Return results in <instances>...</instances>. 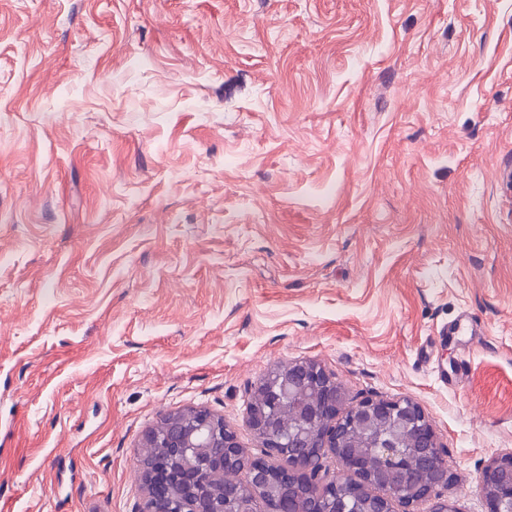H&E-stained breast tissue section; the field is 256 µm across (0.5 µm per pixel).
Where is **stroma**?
Instances as JSON below:
<instances>
[{
	"label": "stroma",
	"instance_id": "35a3bbf8",
	"mask_svg": "<svg viewBox=\"0 0 512 512\" xmlns=\"http://www.w3.org/2000/svg\"><path fill=\"white\" fill-rule=\"evenodd\" d=\"M512 448V0H0V512H140L274 368Z\"/></svg>",
	"mask_w": 512,
	"mask_h": 512
}]
</instances>
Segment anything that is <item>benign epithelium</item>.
<instances>
[{"label": "benign epithelium", "instance_id": "1", "mask_svg": "<svg viewBox=\"0 0 512 512\" xmlns=\"http://www.w3.org/2000/svg\"><path fill=\"white\" fill-rule=\"evenodd\" d=\"M305 387L311 393L302 397L300 415L308 422L309 447L322 460L338 462L339 468L329 480L313 473L312 458L292 451L290 432L269 435L273 419L253 406L248 424L265 441L264 447L281 456L284 465L271 468L264 461L250 459L243 465L226 461L239 457L236 435L224 419L196 408L176 410L165 416L162 429L152 428L144 436L142 447L165 448L176 460L169 465L157 459L143 465L148 496L142 512H172L167 504L169 487L185 492L182 512H224V500L234 497L237 484L251 481L271 484L272 492L257 499L254 507L236 505L232 512H285L280 503L293 498L296 487L313 489L316 507L311 512H335L339 503L359 504L367 492L374 506L359 512H393V504L403 512H413L420 502L435 501L431 512H456L437 490L448 485L451 473L441 454L434 427L423 409L413 400L363 399L343 408L342 389L316 363H299L288 371L272 370L254 393L273 405L290 400ZM381 462L369 470L367 458ZM414 456L428 470V481L416 483L406 458ZM224 473V497L217 498L208 485L209 471ZM479 488L486 512H512V448L492 457L479 471Z\"/></svg>", "mask_w": 512, "mask_h": 512}]
</instances>
